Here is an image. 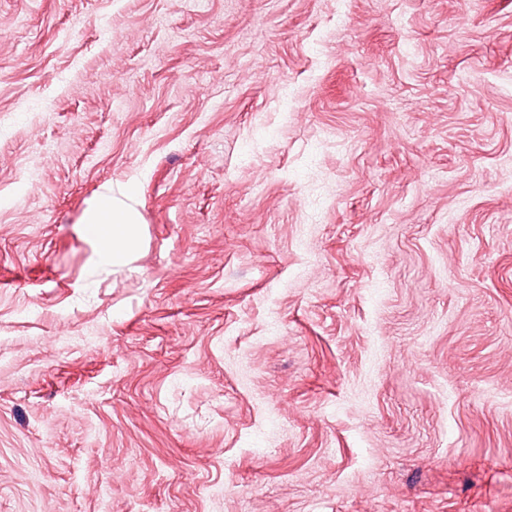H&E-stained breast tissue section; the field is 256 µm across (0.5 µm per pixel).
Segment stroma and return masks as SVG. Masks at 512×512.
<instances>
[{"label":"stroma","instance_id":"stroma-1","mask_svg":"<svg viewBox=\"0 0 512 512\" xmlns=\"http://www.w3.org/2000/svg\"><path fill=\"white\" fill-rule=\"evenodd\" d=\"M0 512H512V0H0ZM118 195H114L112 188H109L85 220L88 232L91 231V224H99L97 237L103 243L102 256L106 261L112 260L114 265L124 262L138 243L139 218L130 203L131 191L119 190ZM109 224H112V236L108 230H104L108 229Z\"/></svg>","mask_w":512,"mask_h":512}]
</instances>
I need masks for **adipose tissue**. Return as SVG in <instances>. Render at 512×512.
I'll list each match as a JSON object with an SVG mask.
<instances>
[{
	"mask_svg": "<svg viewBox=\"0 0 512 512\" xmlns=\"http://www.w3.org/2000/svg\"><path fill=\"white\" fill-rule=\"evenodd\" d=\"M132 194L124 189L120 193L106 191L86 221L99 225L98 237L103 243L105 260L124 262L138 243V214L131 204Z\"/></svg>",
	"mask_w": 512,
	"mask_h": 512,
	"instance_id": "ef3b65f1",
	"label": "adipose tissue"
}]
</instances>
